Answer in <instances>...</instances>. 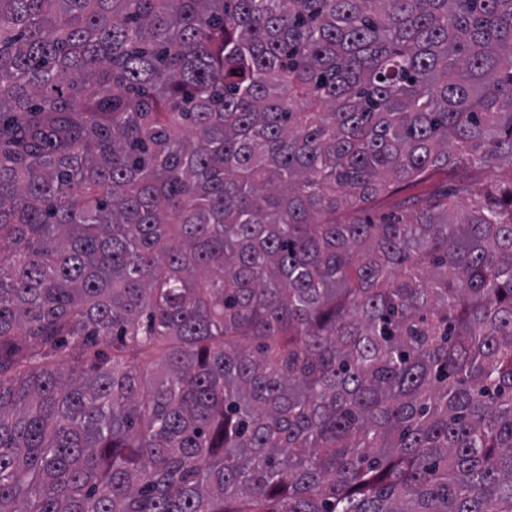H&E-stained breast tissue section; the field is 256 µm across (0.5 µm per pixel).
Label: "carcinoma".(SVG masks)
<instances>
[{"label":"carcinoma","mask_w":512,"mask_h":512,"mask_svg":"<svg viewBox=\"0 0 512 512\" xmlns=\"http://www.w3.org/2000/svg\"><path fill=\"white\" fill-rule=\"evenodd\" d=\"M0 512H512V0H0ZM453 179L450 171L436 172L430 180L415 187H409L389 198H379L368 204L369 217L378 222L383 215L399 214L401 211L400 201L411 196L428 195L433 191L449 184Z\"/></svg>","instance_id":"cac0c4a2"}]
</instances>
